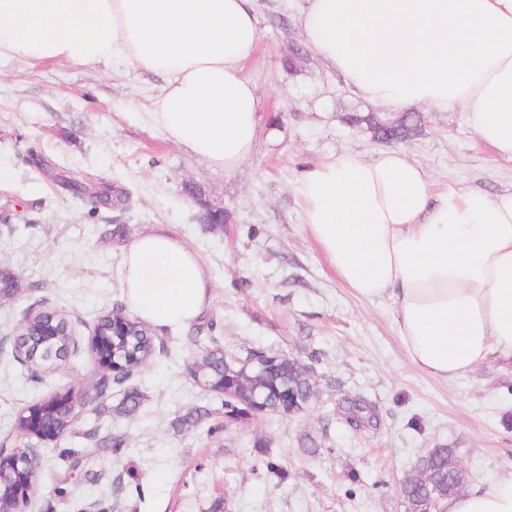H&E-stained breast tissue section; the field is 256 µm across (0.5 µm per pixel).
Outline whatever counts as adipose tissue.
Returning a JSON list of instances; mask_svg holds the SVG:
<instances>
[{
	"mask_svg": "<svg viewBox=\"0 0 512 512\" xmlns=\"http://www.w3.org/2000/svg\"><path fill=\"white\" fill-rule=\"evenodd\" d=\"M307 49L364 99L461 113L481 143L512 160V0H304ZM261 38L258 0H0V61L105 63L159 75L152 119L226 172L252 157L260 96L244 65ZM296 192L304 226L338 279L393 300L410 362L450 384L512 356V190L436 192L398 150H341ZM125 301L163 331L211 300L198 255L178 237L136 236ZM442 512H512V470L448 497Z\"/></svg>",
	"mask_w": 512,
	"mask_h": 512,
	"instance_id": "obj_1",
	"label": "adipose tissue"
}]
</instances>
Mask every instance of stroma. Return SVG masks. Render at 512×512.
<instances>
[{
    "mask_svg": "<svg viewBox=\"0 0 512 512\" xmlns=\"http://www.w3.org/2000/svg\"><path fill=\"white\" fill-rule=\"evenodd\" d=\"M300 0H259L261 39L244 68L261 97L256 151L233 174L168 139L150 116L162 77L103 64L28 68L0 63V269L20 275L0 293V448L21 441L17 416L51 391L93 389L88 349L101 312L125 301L122 265L138 234L182 239L214 288L201 322L208 348L246 357L290 355L312 368L315 395L302 412L224 420L222 398L193 370L195 325L153 332V354L77 417L71 434L38 443L37 490L26 512H409L399 492L427 449L455 448L472 483L512 469V357L447 385L415 368L392 302L356 297L303 224L296 185L330 153L386 150L345 113L396 119L357 97L309 55L293 18ZM418 131L400 150L437 190H512V160L495 155L460 113L412 109ZM124 190L121 211L93 192ZM224 206L217 225L201 201ZM57 310L75 338L61 368L33 375L14 338L30 308ZM140 405L121 409L125 389ZM372 407L355 427L346 399ZM204 406L210 419L183 417ZM119 437V453L105 441ZM81 452L78 465L60 449ZM279 471H267L266 462ZM65 487L68 497L57 494Z\"/></svg>",
    "mask_w": 512,
    "mask_h": 512,
    "instance_id": "obj_1",
    "label": "stroma"
}]
</instances>
